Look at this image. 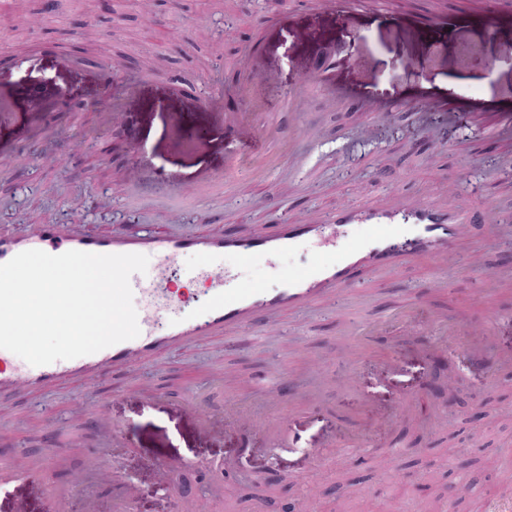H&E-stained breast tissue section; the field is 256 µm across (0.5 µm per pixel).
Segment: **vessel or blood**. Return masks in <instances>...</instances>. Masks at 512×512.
Returning a JSON list of instances; mask_svg holds the SVG:
<instances>
[{"instance_id": "1", "label": "vessel or blood", "mask_w": 512, "mask_h": 512, "mask_svg": "<svg viewBox=\"0 0 512 512\" xmlns=\"http://www.w3.org/2000/svg\"><path fill=\"white\" fill-rule=\"evenodd\" d=\"M357 20L353 12L303 19L291 49L306 64L304 87L289 97V112H303L304 88L316 85L326 72H333L344 89H355L350 70L336 64L327 48L336 30L355 25ZM393 30L399 40L421 46V53L413 58L419 69L435 63V47L446 43L451 32L462 43L471 33L482 32L494 52L512 53V11L503 8L501 0H483L482 10L462 24L400 19ZM69 68V60L62 57L49 65H17L9 74L0 75V133H17L46 124L63 100L89 93L98 100L109 96L108 73H101L91 89L81 78L70 75ZM412 98L431 112L452 110L466 119L478 111L486 119L512 123V95L442 99L420 88ZM109 118L112 125L133 126L145 140H155L170 150L199 157L224 142L223 124L200 117L198 107L188 105L185 93L177 88L166 95L135 97L131 106L110 112ZM477 211L493 226L487 240L489 246L512 242V221L503 220L487 202L464 201L456 183L449 184L448 194L442 200L410 201L393 196L361 209L346 208L329 216L315 214L305 222H290L281 225L277 232L265 231L251 238L179 229L163 234L133 230L110 234L80 224H29L24 233L0 236V264L30 249L53 255L69 250L147 255L146 273L130 278L138 301L140 334L97 353L44 366L30 365L0 349V397L73 377L92 382L108 371L130 366L141 356L174 344L194 342L249 321L260 322L264 335H279L284 312L313 304L326 295L339 296L356 284L366 266L446 258L449 248L470 235L472 216ZM354 224H371L376 231L369 238L354 242L349 232ZM298 248L311 252L314 262L310 271L301 277L281 278L276 288L242 289L236 271L223 262L225 255L235 254L245 260L260 257L273 265L282 253ZM188 255L198 259L191 270L182 264ZM177 278L200 280L208 288L207 302L192 314L176 311L171 286ZM430 325L433 332L443 336V348L448 352L454 351L461 337L468 333L465 326L444 318L431 320ZM100 479L121 485L127 503H134L143 495L139 486L125 480L119 472L101 471Z\"/></svg>"}]
</instances>
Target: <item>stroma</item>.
Returning <instances> with one entry per match:
<instances>
[{"label": "stroma", "instance_id": "stroma-1", "mask_svg": "<svg viewBox=\"0 0 512 512\" xmlns=\"http://www.w3.org/2000/svg\"><path fill=\"white\" fill-rule=\"evenodd\" d=\"M343 0H151L149 9L133 0H68L65 9L44 11L42 0H0V56L5 61L50 53L68 56L79 71L112 72V104L126 103L131 90L162 93L179 86L214 111L234 115L240 127L225 133L224 147L204 158L159 150L135 131L103 124L96 102L58 113L50 134L35 133L25 145L32 165L0 175V233L16 235L27 222H74L93 229L158 232L170 224L169 210L181 206L179 221L203 230L251 234L274 230L280 220L307 210L329 215L349 204L366 205L391 193L408 197L439 195L457 180L473 197L490 199L512 216V170L502 165L489 141L491 125L477 119L461 125L454 143L445 144L442 116L403 98L417 87L437 97L491 98L512 92V54L486 63L482 33L468 44H451L438 65L419 70L413 51L393 37L392 17L419 14H473L471 0H385L369 4L357 29L338 30L336 62L360 76L359 101L345 100L334 77L305 89L304 116L289 114L288 97L302 88L303 61L273 40L275 24L310 13L339 9ZM43 19L41 27L30 17ZM259 53L265 81L251 79L252 53ZM263 107L277 123L274 140L250 132ZM431 131L438 144L421 142ZM295 163L288 179L278 170L255 178L252 163L269 154ZM135 164L141 179L123 188L124 168ZM216 174L224 182L218 203L182 205L178 184ZM287 188H280V181ZM492 225L475 224L471 246L480 251L482 272L464 265L466 248L441 261L413 260L397 270H368L343 293L348 322L336 319L332 305L319 304L284 316L281 335L262 337L259 325L197 345L170 348L135 366L84 387L51 386L34 395L0 401V456L17 469L41 458L44 477L27 488L30 512H51L56 492L69 488L70 472L85 455L99 452L107 466L140 485L136 512H172L183 500L207 496L212 512H280L294 500L300 512H427L411 498L414 484L432 475L447 479L449 447L468 460L496 458L505 467L498 477L464 473L473 489L454 497L451 512H483L497 500V479L512 478V279L488 281L486 272L512 263V249L484 247ZM470 246V247H471ZM224 262L239 273L242 288H273L279 275L299 277L309 270L305 251L278 259L272 273L264 259L234 255ZM465 326L481 327L491 312L500 319L484 359L469 351L463 337L456 351L437 348L436 336L399 335L397 316L428 323L438 312ZM380 324L359 337L354 385L342 391L345 375L342 336L348 326ZM277 380V394L258 391L263 378ZM322 384L320 399L309 402L306 389ZM419 395L418 413L401 416L400 394ZM234 402L243 415L225 429L224 405ZM108 403L116 434L100 444L93 413ZM196 406L223 440L194 439L183 406ZM280 424L279 441L259 435L250 447L239 439L251 421ZM335 437L327 445V437ZM320 456L308 458L307 449ZM429 453V468L408 470V449ZM190 459L180 484H159L156 469L168 458ZM231 464L225 482L216 475ZM283 475L285 491L269 493V474ZM363 476L354 496L327 500L323 492L348 475Z\"/></svg>", "mask_w": 512, "mask_h": 512}]
</instances>
